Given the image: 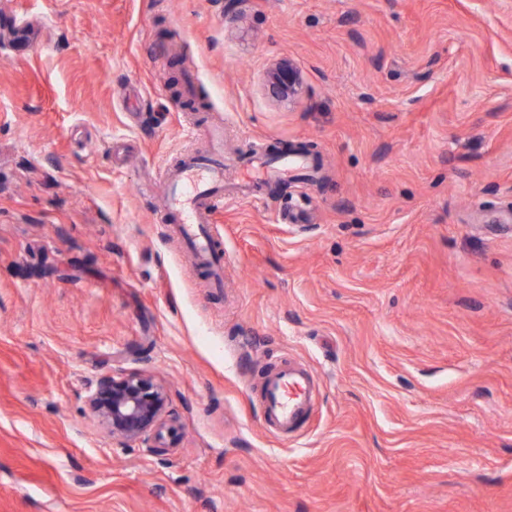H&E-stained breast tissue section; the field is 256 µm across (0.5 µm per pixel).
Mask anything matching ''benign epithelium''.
Returning <instances> with one entry per match:
<instances>
[{"label":"benign epithelium","instance_id":"1","mask_svg":"<svg viewBox=\"0 0 512 512\" xmlns=\"http://www.w3.org/2000/svg\"><path fill=\"white\" fill-rule=\"evenodd\" d=\"M265 85L278 102L293 103L306 91L300 68L288 57L267 70ZM167 405L165 388L152 376L139 372L104 375L87 395L89 411L113 437L125 443L162 440L169 430Z\"/></svg>","mask_w":512,"mask_h":512}]
</instances>
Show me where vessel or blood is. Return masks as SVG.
<instances>
[{
  "label": "vessel or blood",
  "mask_w": 512,
  "mask_h": 512,
  "mask_svg": "<svg viewBox=\"0 0 512 512\" xmlns=\"http://www.w3.org/2000/svg\"><path fill=\"white\" fill-rule=\"evenodd\" d=\"M199 132L210 142V151H184L164 170L157 210L187 246L196 266L208 273L213 287L220 288L224 285V252L212 237L211 224L216 209L224 204L225 185L258 192L265 185L287 179L306 160L297 154H262L245 171H230L224 167L223 126L205 125ZM311 396L306 373L287 364L276 367L262 389L265 428L272 432L291 429L307 412Z\"/></svg>",
  "instance_id": "b4317fda"
}]
</instances>
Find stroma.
<instances>
[{"instance_id":"35a3bbf8","label":"stroma","mask_w":512,"mask_h":512,"mask_svg":"<svg viewBox=\"0 0 512 512\" xmlns=\"http://www.w3.org/2000/svg\"><path fill=\"white\" fill-rule=\"evenodd\" d=\"M0 512H512V0H0ZM283 57L307 92L276 103ZM223 123L224 161L319 169L228 196L211 287L144 183ZM319 393L288 435L261 389ZM152 375L173 443L86 397ZM312 396L303 371L289 364L276 367L262 389V421L270 432H286L307 412Z\"/></svg>"}]
</instances>
